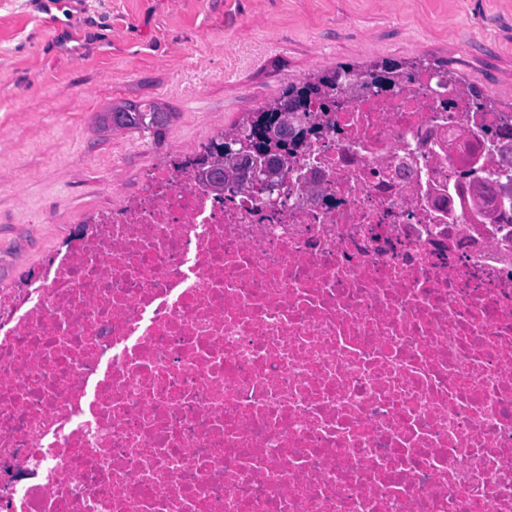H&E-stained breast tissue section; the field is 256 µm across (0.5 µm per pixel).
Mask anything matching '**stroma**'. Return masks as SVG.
I'll use <instances>...</instances> for the list:
<instances>
[{
  "instance_id": "35a3bbf8",
  "label": "stroma",
  "mask_w": 512,
  "mask_h": 512,
  "mask_svg": "<svg viewBox=\"0 0 512 512\" xmlns=\"http://www.w3.org/2000/svg\"><path fill=\"white\" fill-rule=\"evenodd\" d=\"M447 69L512 109V0H0V291L172 151L345 64ZM158 102L161 135L100 128Z\"/></svg>"
}]
</instances>
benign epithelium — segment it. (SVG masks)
Returning <instances> with one entry per match:
<instances>
[{
	"instance_id": "obj_1",
	"label": "benign epithelium",
	"mask_w": 512,
	"mask_h": 512,
	"mask_svg": "<svg viewBox=\"0 0 512 512\" xmlns=\"http://www.w3.org/2000/svg\"><path fill=\"white\" fill-rule=\"evenodd\" d=\"M278 110L281 117L265 130L272 149H255L250 131L240 130L224 138L221 158L198 169L196 180L218 196L238 187H250L268 194L278 189L288 170V156L279 145L291 141L307 122L305 115L290 104L281 102Z\"/></svg>"
}]
</instances>
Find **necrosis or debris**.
I'll list each match as a JSON object with an SVG mask.
<instances>
[{
  "label": "necrosis or debris",
  "mask_w": 512,
  "mask_h": 512,
  "mask_svg": "<svg viewBox=\"0 0 512 512\" xmlns=\"http://www.w3.org/2000/svg\"><path fill=\"white\" fill-rule=\"evenodd\" d=\"M334 99L280 192L173 154L0 292V512H512V111Z\"/></svg>",
  "instance_id": "4bbe7bcc"
}]
</instances>
